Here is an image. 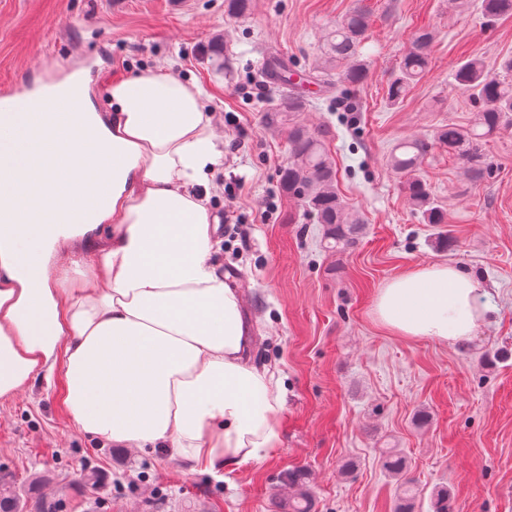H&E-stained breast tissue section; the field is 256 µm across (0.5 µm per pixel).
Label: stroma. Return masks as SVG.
<instances>
[{
	"mask_svg": "<svg viewBox=\"0 0 512 512\" xmlns=\"http://www.w3.org/2000/svg\"><path fill=\"white\" fill-rule=\"evenodd\" d=\"M357 6L372 13L366 82L347 99L307 90L295 116L326 130L336 191L365 223L353 247L331 253L322 226L280 189L288 127L265 121L279 98L269 67L307 70ZM424 29L435 34L431 68L390 104L387 87ZM509 55L512 16L485 22L480 0H251L241 16L225 0H0V86L22 93L81 69L100 89L155 65L199 84L223 137L209 187L219 261L243 291L252 359L285 384L279 448L218 481L162 449L104 446L77 429L58 372L0 405V468L30 502L58 499L63 512H285L296 468L310 474L313 512H432L441 489L453 512H512V127L482 143L478 181L434 142L478 111L456 64L477 57L495 76ZM403 139L432 145L418 174L445 224L424 222L388 164ZM442 261L480 285L478 335L451 346L381 327L378 290ZM389 453L402 474L387 469Z\"/></svg>",
	"mask_w": 512,
	"mask_h": 512,
	"instance_id": "1",
	"label": "stroma"
}]
</instances>
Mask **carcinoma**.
I'll return each instance as SVG.
<instances>
[{
  "label": "carcinoma",
  "instance_id": "carcinoma-1",
  "mask_svg": "<svg viewBox=\"0 0 512 512\" xmlns=\"http://www.w3.org/2000/svg\"><path fill=\"white\" fill-rule=\"evenodd\" d=\"M481 11L487 21L502 15H512V0H482ZM369 26V14L355 8L332 29L326 38L320 64L308 72L317 83L333 82L355 86L367 78V65L359 59V50ZM434 36L423 31L404 54L398 73L389 87L390 102L396 104L429 66L430 47ZM503 75H490L484 63L476 58L462 63L455 80L480 105L478 122L474 126L453 123L439 128L435 141L448 147L466 165L472 180L484 177L486 167L480 154L481 142L512 124V57L499 63ZM304 97L295 90V83H284L275 108L266 120L277 124L286 115L304 110ZM290 160L281 173V187L288 195L299 199L324 227V248L328 252H343L351 248L362 232L359 218L350 215L336 194V171L325 149L322 135L300 124L289 126ZM424 142L403 141L394 146L390 155L392 168L409 175L405 188L414 206L429 224L444 223L442 211L435 205L427 184L415 176L426 154ZM288 486L297 490L288 501L289 512H312L311 491L307 472L297 469L288 473ZM0 512H27V498L16 489L11 477L0 471Z\"/></svg>",
  "mask_w": 512,
  "mask_h": 512
}]
</instances>
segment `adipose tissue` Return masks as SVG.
<instances>
[{
  "instance_id": "ef3b65f1",
  "label": "adipose tissue",
  "mask_w": 512,
  "mask_h": 512,
  "mask_svg": "<svg viewBox=\"0 0 512 512\" xmlns=\"http://www.w3.org/2000/svg\"><path fill=\"white\" fill-rule=\"evenodd\" d=\"M86 75L0 113V402L64 372L70 420L104 444L162 448L220 476L280 445L283 382L250 358L240 293L214 254L207 190L224 151L200 86L165 68ZM399 336L447 345L484 319L448 262L388 281Z\"/></svg>"
}]
</instances>
